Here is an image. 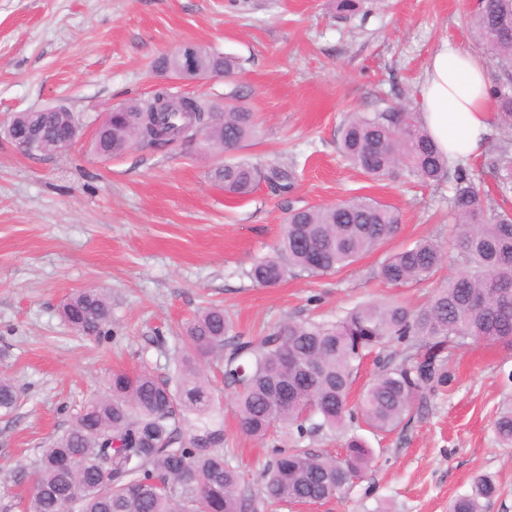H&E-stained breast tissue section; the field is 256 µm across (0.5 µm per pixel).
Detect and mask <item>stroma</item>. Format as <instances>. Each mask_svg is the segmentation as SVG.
Wrapping results in <instances>:
<instances>
[{
	"mask_svg": "<svg viewBox=\"0 0 512 512\" xmlns=\"http://www.w3.org/2000/svg\"><path fill=\"white\" fill-rule=\"evenodd\" d=\"M476 0H0V375L21 392L0 413V512H25L34 463L112 372L166 375L174 334L218 305L256 336L286 318L338 317L394 297L420 306L435 282L379 283L390 251L432 238L455 244L450 184L400 174L373 181L337 152L353 112L421 109L420 85L441 40L477 52L466 15ZM193 43L236 58L233 78L170 84L223 105L237 94L258 134L234 153L202 141L132 146L104 157L94 131L113 107L163 86L154 59ZM64 105L81 123L68 148L27 155L4 131L16 113ZM245 159L294 167V189L225 195L213 169ZM369 196L396 207L395 236L340 272L262 287L245 275L270 255L290 209ZM97 289L112 301L107 334L75 333L60 309ZM455 381L394 433L371 438L375 460L340 497L268 512H448L480 474L498 491L485 512H512V447L492 429L512 401V348L466 342L452 351ZM232 460L258 494L271 448L239 429L218 367Z\"/></svg>",
	"mask_w": 512,
	"mask_h": 512,
	"instance_id": "1",
	"label": "stroma"
}]
</instances>
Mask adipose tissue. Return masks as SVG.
Here are the masks:
<instances>
[{
  "label": "adipose tissue",
  "mask_w": 512,
  "mask_h": 512,
  "mask_svg": "<svg viewBox=\"0 0 512 512\" xmlns=\"http://www.w3.org/2000/svg\"><path fill=\"white\" fill-rule=\"evenodd\" d=\"M486 70L483 57L445 42L430 58L420 89L421 121L448 158L480 152L495 109Z\"/></svg>",
  "instance_id": "ef3b65f1"
}]
</instances>
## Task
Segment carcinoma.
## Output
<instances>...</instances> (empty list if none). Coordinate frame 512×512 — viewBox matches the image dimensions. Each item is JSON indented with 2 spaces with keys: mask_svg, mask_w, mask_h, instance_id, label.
I'll list each match as a JSON object with an SVG mask.
<instances>
[{
  "mask_svg": "<svg viewBox=\"0 0 512 512\" xmlns=\"http://www.w3.org/2000/svg\"><path fill=\"white\" fill-rule=\"evenodd\" d=\"M469 21L491 62L487 79L497 118L512 129V0H484ZM197 51L205 66L224 68L226 78L238 69L229 56L202 45ZM152 105L150 99L114 108L96 132L97 152L159 145L140 118ZM197 109L206 142L218 150L238 151L255 133V114L235 101L224 103L222 112L201 101ZM161 116L180 139L197 135L183 131V112ZM71 117L20 112L11 124L20 132L48 122L41 148L47 152L57 149ZM338 149L372 179L404 169L429 183L453 180L459 271L418 308L395 301L359 304L333 320L288 319L262 336L234 331L221 307L203 308L181 326L171 375L113 373L107 393L91 398L42 450L28 512H259L284 502L330 500L371 465L374 450L353 434L344 438V455L336 459L312 452L306 440L323 431L341 433L353 421L374 434L391 433L412 409L425 410L431 395L451 385V349L467 339L512 346V212L490 208L473 174L452 165L414 113L402 108L352 113L341 126ZM489 168L499 194L512 193V141L494 148ZM212 177L235 198L262 183L285 194L295 183L291 167L248 161L228 162ZM400 223L394 206L365 196L292 209L279 245L245 275L274 287L290 276L337 272L389 241ZM445 258L438 241L422 239L389 254L377 276L397 288L420 284L436 275ZM111 316L110 298L97 289L72 296L62 307L63 319L81 335L101 334ZM389 342L400 350L350 403L363 360ZM212 357L223 363L241 430L273 444L258 499L244 494L241 474L224 452V416L205 366ZM19 403L15 385L1 376L0 411L10 414ZM493 428L500 444L512 446V404L501 408ZM496 491L494 480L480 475L448 512H482V501Z\"/></svg>",
  "mask_w": 512,
  "mask_h": 512,
  "instance_id": "obj_1",
  "label": "carcinoma"
}]
</instances>
